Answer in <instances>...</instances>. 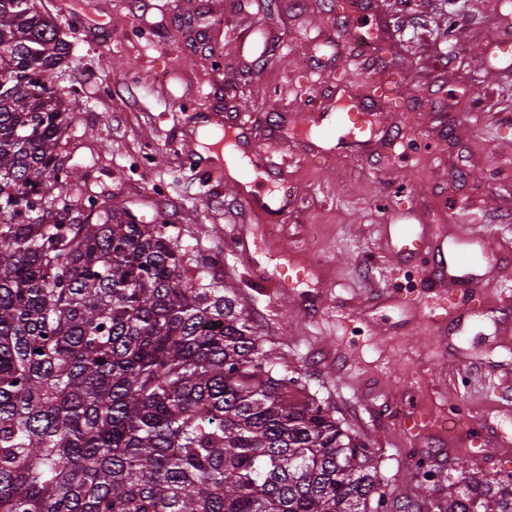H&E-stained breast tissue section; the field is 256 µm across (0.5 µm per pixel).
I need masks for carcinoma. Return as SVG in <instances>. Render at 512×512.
<instances>
[{"instance_id": "cac0c4a2", "label": "carcinoma", "mask_w": 512, "mask_h": 512, "mask_svg": "<svg viewBox=\"0 0 512 512\" xmlns=\"http://www.w3.org/2000/svg\"><path fill=\"white\" fill-rule=\"evenodd\" d=\"M69 52L0 0V512H512V473L467 461L446 495L386 490L168 225L74 191Z\"/></svg>"}]
</instances>
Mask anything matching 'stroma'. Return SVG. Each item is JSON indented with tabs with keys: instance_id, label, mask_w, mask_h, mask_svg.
<instances>
[{
	"instance_id": "35a3bbf8",
	"label": "stroma",
	"mask_w": 512,
	"mask_h": 512,
	"mask_svg": "<svg viewBox=\"0 0 512 512\" xmlns=\"http://www.w3.org/2000/svg\"><path fill=\"white\" fill-rule=\"evenodd\" d=\"M238 2L38 0L71 45L58 82L82 100L67 137L83 192L172 225L186 258L211 255L203 283L234 290L264 349L375 448L403 498L418 497L425 457L441 486L469 458L487 479L512 472V0ZM356 12L378 34L359 57ZM257 26L279 59L240 44ZM394 87L380 117L405 163L346 136L325 149L293 136L278 216L245 208L224 171H193L180 150L196 112L243 109L262 140L341 91ZM392 224L480 232L492 263L479 288L430 317L422 272L392 258ZM284 245L307 269L286 290L261 275ZM418 415L427 426L409 435Z\"/></svg>"
}]
</instances>
